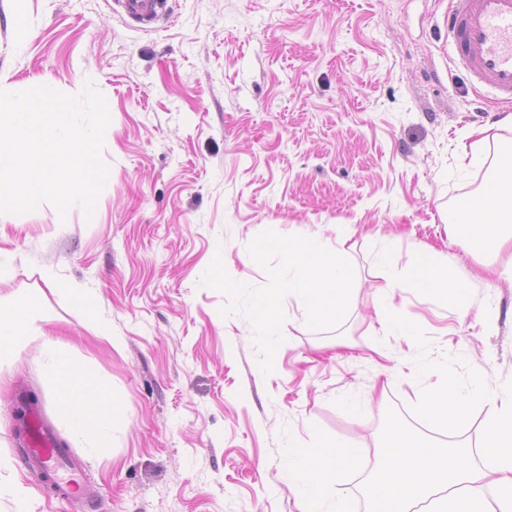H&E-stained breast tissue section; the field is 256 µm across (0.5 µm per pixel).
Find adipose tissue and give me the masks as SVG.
Returning <instances> with one entry per match:
<instances>
[{
    "instance_id": "1",
    "label": "adipose tissue",
    "mask_w": 512,
    "mask_h": 512,
    "mask_svg": "<svg viewBox=\"0 0 512 512\" xmlns=\"http://www.w3.org/2000/svg\"><path fill=\"white\" fill-rule=\"evenodd\" d=\"M446 221L449 236L470 244L474 254L494 256L512 246L511 147L499 152L492 176ZM377 264L385 283L377 288L376 310L388 334L406 338L413 334L410 318L388 309L387 300L396 288L414 289L460 312L470 307L468 282L455 277L431 248L414 255L401 279L393 271L390 253H381ZM38 306L35 295L10 306L0 304V360L12 357L23 337L31 335ZM42 353L71 433L89 450H98L112 426L123 420L121 407L94 371L72 356L67 343L45 340ZM476 406L485 413L479 449L452 439L442 444L395 424L382 444L375 469L360 486L337 499L335 512H350L353 499L359 497L365 499L367 512H415L419 506L424 512H512V394H498L479 376L464 390L446 374L438 385L417 395V407L426 419L451 435ZM288 455L301 512H328L329 487L358 462L362 451L336 438L294 444ZM485 483L495 487L494 501L478 494V486Z\"/></svg>"
}]
</instances>
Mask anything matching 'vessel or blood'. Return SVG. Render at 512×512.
Wrapping results in <instances>:
<instances>
[{
  "label": "vessel or blood",
  "instance_id": "vessel-or-blood-1",
  "mask_svg": "<svg viewBox=\"0 0 512 512\" xmlns=\"http://www.w3.org/2000/svg\"><path fill=\"white\" fill-rule=\"evenodd\" d=\"M131 26L148 31L167 13V0H113ZM444 26L457 71L470 82L492 89L500 98L512 99V0H449ZM23 458L47 475L64 498H89L94 491L41 414H32Z\"/></svg>",
  "mask_w": 512,
  "mask_h": 512
}]
</instances>
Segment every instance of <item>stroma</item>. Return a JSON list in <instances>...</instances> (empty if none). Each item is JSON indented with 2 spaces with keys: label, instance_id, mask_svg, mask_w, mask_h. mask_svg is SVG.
<instances>
[{
  "label": "stroma",
  "instance_id": "stroma-1",
  "mask_svg": "<svg viewBox=\"0 0 512 512\" xmlns=\"http://www.w3.org/2000/svg\"><path fill=\"white\" fill-rule=\"evenodd\" d=\"M150 32L106 0H0V89L47 80L77 96L93 87L110 117L101 158L112 188L93 215L50 203L0 213V302L41 297L37 333L0 362V512H300L288 448L338 437L363 450L344 487L360 485L392 422L434 439L415 393L452 369L459 386L483 373L512 387V283L449 239L442 215L490 175L512 113L450 62L439 26L448 0H169ZM488 130L487 164L463 167L469 133ZM346 226L355 268L348 313L308 327L294 295L283 341L263 373L247 318L202 277L222 256L233 280L268 275L256 236L336 241ZM433 246L471 284L460 313L395 289L411 339L384 335L375 314V258L399 272ZM96 289L103 340L43 276ZM69 343L120 401L125 420L103 448H81L46 377L44 336ZM35 394L81 467L93 500L58 498L26 470L17 394ZM363 407L359 417L345 402ZM27 490L24 505L11 493Z\"/></svg>",
  "mask_w": 512,
  "mask_h": 512
}]
</instances>
